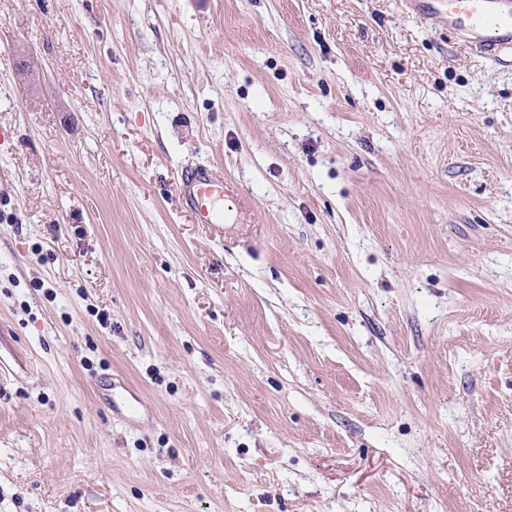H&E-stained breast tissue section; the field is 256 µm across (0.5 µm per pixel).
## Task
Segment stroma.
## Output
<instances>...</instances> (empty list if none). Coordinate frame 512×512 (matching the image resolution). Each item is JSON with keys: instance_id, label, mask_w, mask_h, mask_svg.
<instances>
[{"instance_id": "obj_1", "label": "stroma", "mask_w": 512, "mask_h": 512, "mask_svg": "<svg viewBox=\"0 0 512 512\" xmlns=\"http://www.w3.org/2000/svg\"><path fill=\"white\" fill-rule=\"evenodd\" d=\"M0 323V512H512V51L408 0H0ZM196 224L224 223V174L210 165L186 169L176 187Z\"/></svg>"}]
</instances>
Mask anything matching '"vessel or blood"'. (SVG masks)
Segmentation results:
<instances>
[{
	"mask_svg": "<svg viewBox=\"0 0 512 512\" xmlns=\"http://www.w3.org/2000/svg\"><path fill=\"white\" fill-rule=\"evenodd\" d=\"M449 28L474 35L477 48L493 56L512 49V0H436ZM195 223L224 221V175L210 165L186 169L176 187Z\"/></svg>",
	"mask_w": 512,
	"mask_h": 512,
	"instance_id": "1",
	"label": "vessel or blood"
}]
</instances>
